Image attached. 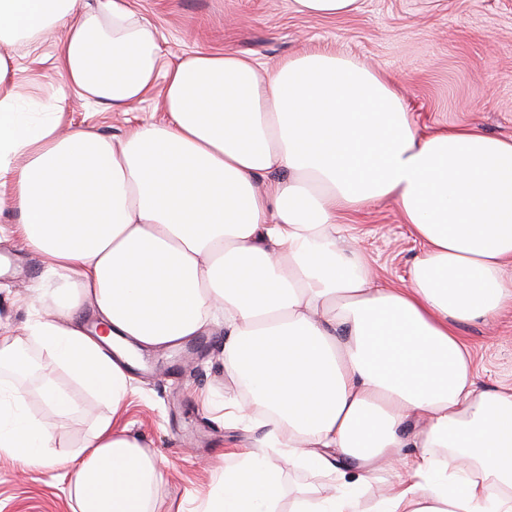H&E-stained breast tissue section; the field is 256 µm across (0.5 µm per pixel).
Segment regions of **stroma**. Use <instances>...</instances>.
<instances>
[{
	"instance_id": "obj_1",
	"label": "stroma",
	"mask_w": 512,
	"mask_h": 512,
	"mask_svg": "<svg viewBox=\"0 0 512 512\" xmlns=\"http://www.w3.org/2000/svg\"><path fill=\"white\" fill-rule=\"evenodd\" d=\"M134 7L158 29L165 61L204 48L235 52L266 68L307 51L331 50L397 83L420 132L466 123L512 138V0H362L359 11L338 18L296 13L292 0H134ZM61 37L57 29L9 49L26 119L46 118L61 99L65 128L118 139L136 116L157 111L152 100L115 111L61 91L55 70ZM346 221L357 227L363 255L379 278L399 282L421 246L396 206L380 202ZM0 258L13 264L9 273H0V327L21 335L30 320L53 316L51 302L34 291L46 260L8 236L0 238ZM459 334L471 349L481 386L512 384V311L463 325ZM200 337V350L176 344L144 351L130 371L133 391L120 420L161 458L162 494L184 512H198L231 449L251 447L263 435L262 429L242 430L211 412L210 403L237 395L239 387L224 369L223 323L210 325ZM20 343L22 353L34 354V369L14 377L4 368L0 376L20 391L30 413L52 422L56 453H68L109 408L66 369L45 373L47 356L35 342L21 335ZM48 375L77 401L70 418L56 419L43 401L40 389ZM278 465L286 496H320L331 484L321 470H299L284 459ZM69 480L55 466L25 468L0 457V512H72Z\"/></svg>"
}]
</instances>
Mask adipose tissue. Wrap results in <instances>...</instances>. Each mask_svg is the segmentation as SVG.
<instances>
[{"instance_id": "1", "label": "adipose tissue", "mask_w": 512, "mask_h": 512, "mask_svg": "<svg viewBox=\"0 0 512 512\" xmlns=\"http://www.w3.org/2000/svg\"><path fill=\"white\" fill-rule=\"evenodd\" d=\"M53 27L63 87L119 110L155 95L164 117L115 141L60 134L61 105L30 124L0 55L12 232L45 256L36 289L61 310L23 333L112 408L53 457L47 424L0 386V456L71 470L78 512H166L159 459L113 416L133 352L220 314L224 367L246 393L224 415L252 406L265 432L200 512H363L356 487L381 463L396 473L373 512H512V386H480L458 332L512 309V139L420 133L394 83L330 51L265 69L205 49L167 64L131 0H0V45ZM383 201L422 245L397 285L375 279L341 222ZM86 304L98 333L77 318ZM272 448L298 468L340 459L345 474L282 510Z\"/></svg>"}]
</instances>
